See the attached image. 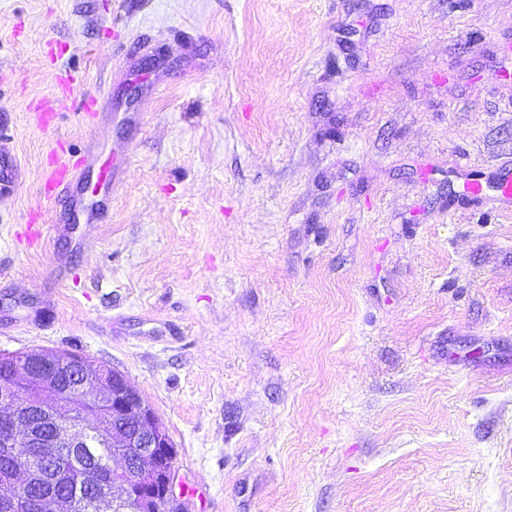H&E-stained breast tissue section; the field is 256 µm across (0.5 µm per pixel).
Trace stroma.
<instances>
[{
	"instance_id": "obj_1",
	"label": "stroma",
	"mask_w": 512,
	"mask_h": 512,
	"mask_svg": "<svg viewBox=\"0 0 512 512\" xmlns=\"http://www.w3.org/2000/svg\"><path fill=\"white\" fill-rule=\"evenodd\" d=\"M0 143V353L125 374L183 512H512V0H0ZM19 176L16 160L0 150V196L11 191ZM88 158L96 160V153L94 151L87 152V154L75 165L56 164L45 179V193L47 197L55 202H61L66 198L69 206L71 208H76L81 199H75L71 196L70 188L76 177V170L79 166L85 164L88 161Z\"/></svg>"
}]
</instances>
